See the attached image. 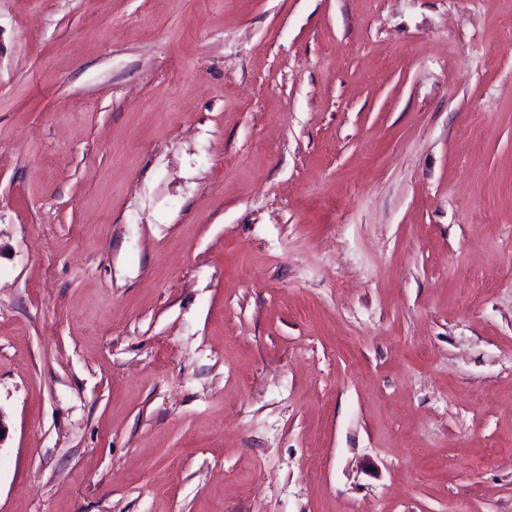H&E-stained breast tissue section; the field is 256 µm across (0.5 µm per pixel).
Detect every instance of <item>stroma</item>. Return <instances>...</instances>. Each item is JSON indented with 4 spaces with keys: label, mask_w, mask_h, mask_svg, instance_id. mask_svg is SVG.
Masks as SVG:
<instances>
[{
    "label": "stroma",
    "mask_w": 512,
    "mask_h": 512,
    "mask_svg": "<svg viewBox=\"0 0 512 512\" xmlns=\"http://www.w3.org/2000/svg\"><path fill=\"white\" fill-rule=\"evenodd\" d=\"M0 512H512V0H0Z\"/></svg>",
    "instance_id": "1"
}]
</instances>
